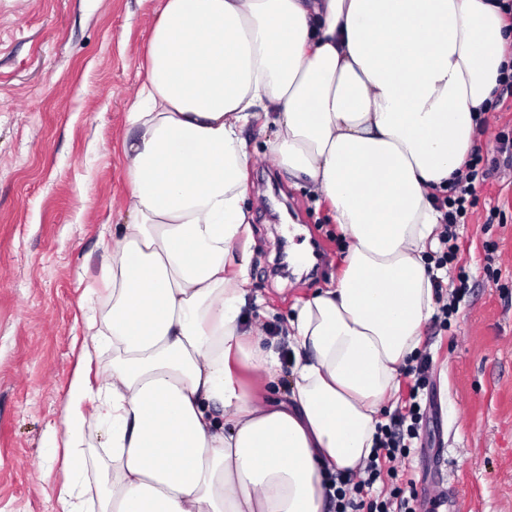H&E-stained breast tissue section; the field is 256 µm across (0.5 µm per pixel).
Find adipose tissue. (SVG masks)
Returning a JSON list of instances; mask_svg holds the SVG:
<instances>
[{
    "label": "adipose tissue",
    "instance_id": "1",
    "mask_svg": "<svg viewBox=\"0 0 512 512\" xmlns=\"http://www.w3.org/2000/svg\"><path fill=\"white\" fill-rule=\"evenodd\" d=\"M509 63L495 0H161L126 112L110 295L87 321L112 343V380L71 383L59 512H326L330 476L369 457L420 353L437 197ZM252 126L273 129L270 154L327 202L347 244L335 287L295 306L290 392L267 404L238 379L279 363L243 320ZM91 423L112 464L98 501L79 452Z\"/></svg>",
    "mask_w": 512,
    "mask_h": 512
}]
</instances>
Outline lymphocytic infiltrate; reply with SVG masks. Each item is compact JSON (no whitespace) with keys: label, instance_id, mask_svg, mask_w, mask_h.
Instances as JSON below:
<instances>
[{"label":"lymphocytic infiltrate","instance_id":"lymphocytic-infiltrate-1","mask_svg":"<svg viewBox=\"0 0 512 512\" xmlns=\"http://www.w3.org/2000/svg\"><path fill=\"white\" fill-rule=\"evenodd\" d=\"M496 169V163L485 162L475 151L466 163L465 177L449 184L442 201L445 209V228L440 234L442 248L434 255L438 268H447L457 258L451 241L455 237L456 224L467 213L466 203L475 182L489 179ZM429 367V357L421 356L413 368L414 385L390 422L379 426L374 448L364 467L352 473L339 472L332 477L330 503L334 512H418L419 494L413 481L403 480L398 465L410 456L413 442L426 418V409L418 394L428 383Z\"/></svg>","mask_w":512,"mask_h":512}]
</instances>
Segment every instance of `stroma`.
<instances>
[{
	"mask_svg": "<svg viewBox=\"0 0 512 512\" xmlns=\"http://www.w3.org/2000/svg\"><path fill=\"white\" fill-rule=\"evenodd\" d=\"M159 0H0V512H56L66 478L52 459L75 372L99 386L112 363L101 342L82 355L88 307L107 295L103 241L125 217L121 143L128 101L145 78ZM512 100L497 106L476 146L498 162L477 183L457 259L466 289L448 327L429 320L422 349L430 418L405 473L442 493L421 512H512ZM253 157L250 276L245 307L278 336L293 307L335 286L346 244L325 202L292 186L268 153V134L246 128ZM320 245L325 265L284 270L282 245Z\"/></svg>",
	"mask_w": 512,
	"mask_h": 512,
	"instance_id": "35a3bbf8",
	"label": "stroma"
}]
</instances>
